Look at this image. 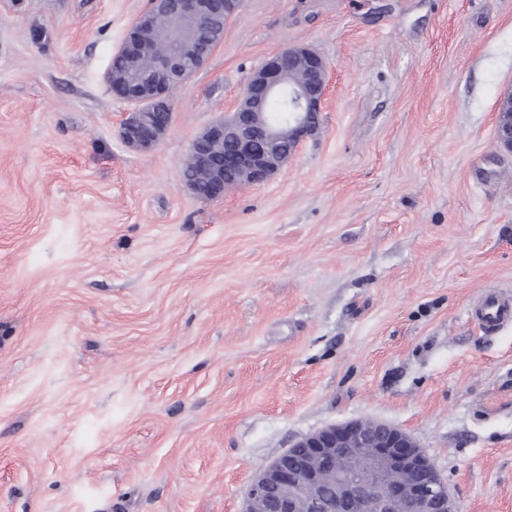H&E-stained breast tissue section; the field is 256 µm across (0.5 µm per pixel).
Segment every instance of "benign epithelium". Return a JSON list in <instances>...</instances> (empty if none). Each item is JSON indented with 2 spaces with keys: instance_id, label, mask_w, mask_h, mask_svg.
<instances>
[{
  "instance_id": "7a95c632",
  "label": "benign epithelium",
  "mask_w": 512,
  "mask_h": 512,
  "mask_svg": "<svg viewBox=\"0 0 512 512\" xmlns=\"http://www.w3.org/2000/svg\"><path fill=\"white\" fill-rule=\"evenodd\" d=\"M242 0H151V7L128 28L112 59L151 65L141 81L119 80L108 67L115 97L130 106L120 137L128 147L148 150L170 122V90L187 83L217 44H199L192 34L215 32L240 10ZM171 16L178 27L163 30L158 20ZM327 65L313 50L293 47L266 59L250 75L235 108L198 134L190 148L203 168L185 184L199 197H224L239 184L261 185L294 157L322 124ZM288 89V121L280 125L266 112L268 101ZM495 139L512 154V92L500 97ZM224 141V156L216 145ZM301 462L287 450L254 478L244 512H458L440 473L405 431L381 421H350L299 438Z\"/></svg>"
}]
</instances>
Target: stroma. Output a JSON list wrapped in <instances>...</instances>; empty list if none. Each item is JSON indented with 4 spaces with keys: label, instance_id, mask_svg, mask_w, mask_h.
I'll list each match as a JSON object with an SVG mask.
<instances>
[{
    "label": "stroma",
    "instance_id": "1",
    "mask_svg": "<svg viewBox=\"0 0 512 512\" xmlns=\"http://www.w3.org/2000/svg\"><path fill=\"white\" fill-rule=\"evenodd\" d=\"M148 0H0V512H243L351 420L409 433L459 512H512V0H244L151 150L104 74ZM326 62L265 184L181 171L251 72ZM495 139L499 148L512 154V92L499 99L495 115ZM476 315L486 330H496L512 319V302L500 292H487L482 296Z\"/></svg>",
    "mask_w": 512,
    "mask_h": 512
}]
</instances>
